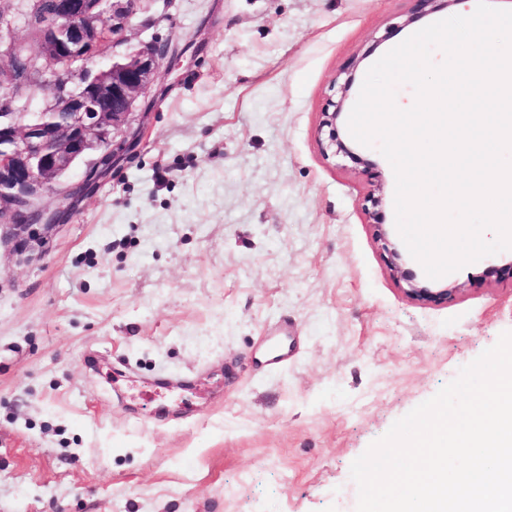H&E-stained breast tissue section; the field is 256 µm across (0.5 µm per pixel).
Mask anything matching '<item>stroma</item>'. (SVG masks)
Listing matches in <instances>:
<instances>
[{
	"mask_svg": "<svg viewBox=\"0 0 512 512\" xmlns=\"http://www.w3.org/2000/svg\"><path fill=\"white\" fill-rule=\"evenodd\" d=\"M413 0H147L129 48L172 44L135 139L41 257L0 246V512H356L350 465L512 331L489 258L446 305L405 296L364 211L395 176L336 124L414 34ZM12 38L53 67L19 10ZM165 377L159 397L145 385ZM348 89L349 84L345 83L340 85L339 89L337 90V100L331 99L326 112L323 113L325 117L323 121V127L329 128L328 137L326 143L323 146V149L326 153L330 151L334 156L341 152L347 155L349 153L344 143L338 138V136H336V123L342 114Z\"/></svg>",
	"mask_w": 512,
	"mask_h": 512,
	"instance_id": "35a3bbf8",
	"label": "stroma"
}]
</instances>
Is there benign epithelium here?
I'll list each match as a JSON object with an SVG mask.
<instances>
[{
    "label": "benign epithelium",
    "instance_id": "benign-epithelium-1",
    "mask_svg": "<svg viewBox=\"0 0 512 512\" xmlns=\"http://www.w3.org/2000/svg\"><path fill=\"white\" fill-rule=\"evenodd\" d=\"M144 0H32L31 14L38 16L36 34L42 56L55 64L48 81L47 106L66 118L63 124L38 123L15 105L17 76L39 73L35 62L22 57L21 47L10 37H0V244L9 243L20 255L36 251V234L48 232L59 214L46 215L41 206L45 193L54 191L76 200L85 185H68L64 177L90 155L92 178L107 170L117 151L116 138L132 134L131 121L138 97L152 85L166 48L145 43L129 50L126 31ZM417 16L451 7L457 0H414ZM112 50L110 62L96 69L76 61ZM349 84L339 86L330 100L323 126L329 128L325 151L348 153L336 136ZM390 256L392 271L407 283L405 292L420 301L448 303L458 288L419 285L401 268V254L379 233Z\"/></svg>",
    "mask_w": 512,
    "mask_h": 512
}]
</instances>
